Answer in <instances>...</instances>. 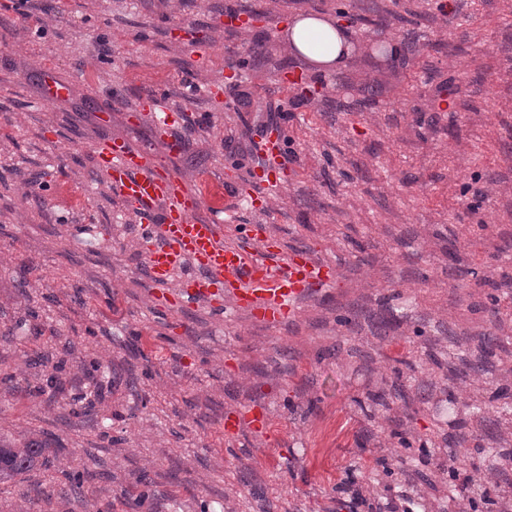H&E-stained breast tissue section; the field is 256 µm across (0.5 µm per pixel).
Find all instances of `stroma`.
<instances>
[{"label":"stroma","instance_id":"35a3bbf8","mask_svg":"<svg viewBox=\"0 0 512 512\" xmlns=\"http://www.w3.org/2000/svg\"><path fill=\"white\" fill-rule=\"evenodd\" d=\"M310 11L353 35L344 70L289 51ZM48 70L71 80L49 106ZM155 98L182 117L171 131ZM113 138L203 196L198 218L225 207V241L264 225L332 266V286L276 327L229 304L167 307L95 162ZM271 164L280 182L258 190ZM36 350L49 363L28 365ZM7 373L0 436L49 452L0 484V512H451L453 456L503 471L472 495L506 512L512 0L0 4ZM252 408L267 428L226 437ZM67 471L82 494L64 495Z\"/></svg>","mask_w":512,"mask_h":512}]
</instances>
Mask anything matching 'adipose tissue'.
Here are the masks:
<instances>
[{
  "label": "adipose tissue",
  "mask_w": 512,
  "mask_h": 512,
  "mask_svg": "<svg viewBox=\"0 0 512 512\" xmlns=\"http://www.w3.org/2000/svg\"><path fill=\"white\" fill-rule=\"evenodd\" d=\"M291 51L313 63L318 71L345 68L354 52L352 36L324 14L298 15L288 29Z\"/></svg>",
  "instance_id": "obj_1"
}]
</instances>
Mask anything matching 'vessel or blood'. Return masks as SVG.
I'll return each instance as SVG.
<instances>
[{
  "instance_id": "b4317fda",
  "label": "vessel or blood",
  "mask_w": 512,
  "mask_h": 512,
  "mask_svg": "<svg viewBox=\"0 0 512 512\" xmlns=\"http://www.w3.org/2000/svg\"><path fill=\"white\" fill-rule=\"evenodd\" d=\"M97 164L108 174L113 193L139 215L140 237L151 244L147 257L153 282L168 287L178 269L193 267L179 286V305H213L226 292L236 308L277 325L332 283L331 266L306 251L284 249L257 227L226 243L218 220H195L200 196L188 193L177 178L161 174L149 155L131 151L124 142L106 143ZM265 427V416L252 411L224 421V433L232 437L246 428Z\"/></svg>"
}]
</instances>
